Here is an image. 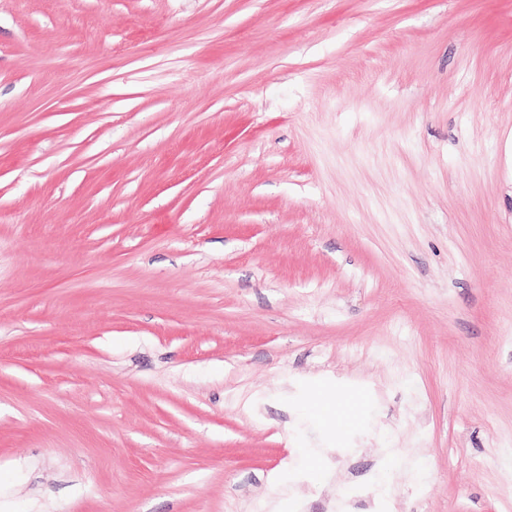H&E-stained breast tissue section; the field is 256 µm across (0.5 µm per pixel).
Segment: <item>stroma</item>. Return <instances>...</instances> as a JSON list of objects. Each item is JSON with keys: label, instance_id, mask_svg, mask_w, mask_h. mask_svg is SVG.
Listing matches in <instances>:
<instances>
[{"label": "stroma", "instance_id": "stroma-1", "mask_svg": "<svg viewBox=\"0 0 512 512\" xmlns=\"http://www.w3.org/2000/svg\"><path fill=\"white\" fill-rule=\"evenodd\" d=\"M508 451L512 0H0V512H512Z\"/></svg>", "mask_w": 512, "mask_h": 512}]
</instances>
